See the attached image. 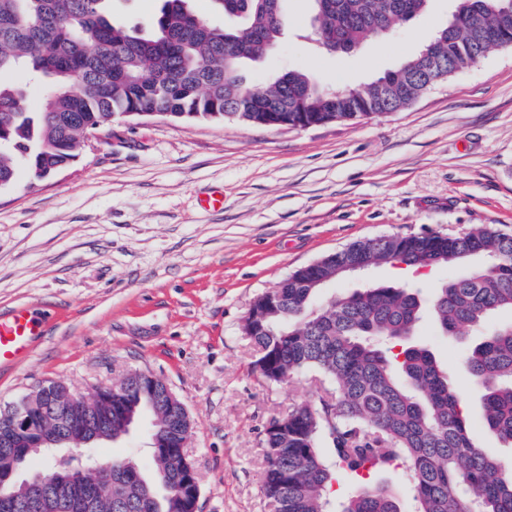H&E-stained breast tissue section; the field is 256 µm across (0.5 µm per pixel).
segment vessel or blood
<instances>
[{
    "instance_id": "1",
    "label": "vessel or blood",
    "mask_w": 512,
    "mask_h": 512,
    "mask_svg": "<svg viewBox=\"0 0 512 512\" xmlns=\"http://www.w3.org/2000/svg\"><path fill=\"white\" fill-rule=\"evenodd\" d=\"M45 327L41 313L28 306H15L0 314V367L25 360Z\"/></svg>"
}]
</instances>
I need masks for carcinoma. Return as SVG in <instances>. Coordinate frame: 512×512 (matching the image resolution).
Instances as JSON below:
<instances>
[{
    "mask_svg": "<svg viewBox=\"0 0 512 512\" xmlns=\"http://www.w3.org/2000/svg\"><path fill=\"white\" fill-rule=\"evenodd\" d=\"M110 0H0V180L14 181L17 162L30 180L67 167L78 144L115 116L153 112L171 119L232 120L268 127L321 125L396 112L428 89L434 71L456 74L512 44V0H456L448 25L398 68L368 88L327 90L307 73L289 70L264 89L240 75L247 60L274 46L281 34L282 0H212L219 13L243 17L226 29L210 24L189 0H164L155 33L141 37L117 25ZM314 35L336 53L366 37L385 35L399 21L421 16L428 0H312ZM23 72L46 87L39 111L12 77ZM430 259L450 269L470 260L466 275L442 282L427 298L412 287L364 288L318 301L320 290L360 261L417 266ZM440 333L456 340L512 312V235L492 228L456 235H390L357 241L292 273L273 302L250 318L249 338L266 352L270 383L317 372L332 385L330 427L322 408L288 412L284 428L263 435L261 494L269 512H512V462L489 455L470 436L458 382L435 352L416 341L424 308ZM483 391L480 426L512 446V321L504 322L464 357ZM94 417L109 420L112 439L125 435L131 412L150 419V477L126 458L112 459V487L95 508L70 512H195L196 484L185 483L183 442L191 434L184 404L154 379L141 389L133 376L95 393ZM81 397L58 382L43 386L39 425L66 435L59 418ZM11 409L0 411V469L9 447ZM334 447L328 462L322 437ZM400 468L407 493L373 480ZM354 489L339 504L327 497L332 470ZM6 512H53L47 502L16 501Z\"/></svg>",
    "mask_w": 512,
    "mask_h": 512,
    "instance_id": "1",
    "label": "carcinoma"
}]
</instances>
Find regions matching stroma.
Listing matches in <instances>:
<instances>
[{
	"label": "stroma",
	"instance_id": "stroma-1",
	"mask_svg": "<svg viewBox=\"0 0 512 512\" xmlns=\"http://www.w3.org/2000/svg\"><path fill=\"white\" fill-rule=\"evenodd\" d=\"M455 6L430 0L344 55L310 40L311 0H285L280 41L242 75L256 89L290 69L337 90L363 86L417 53ZM160 7L113 0L112 18L148 36ZM216 188L223 207L201 209ZM489 225L512 232V48L403 110L305 129L115 117L67 168L34 184L21 170L0 189V311L28 305L47 318L31 355L0 369V409L50 382L88 397L130 371L150 373L192 421L198 512H268L264 429L327 398L330 384L313 372L283 384L260 376L243 332L254 300L359 240ZM451 275L374 266L322 295L404 283L428 294ZM148 446L144 421L90 452L145 471Z\"/></svg>",
	"mask_w": 512,
	"mask_h": 512
}]
</instances>
